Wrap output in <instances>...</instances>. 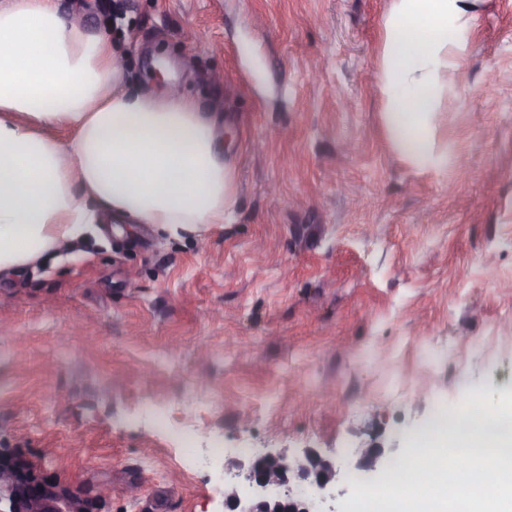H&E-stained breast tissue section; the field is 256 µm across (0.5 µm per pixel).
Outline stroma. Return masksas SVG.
<instances>
[{"mask_svg":"<svg viewBox=\"0 0 512 512\" xmlns=\"http://www.w3.org/2000/svg\"><path fill=\"white\" fill-rule=\"evenodd\" d=\"M58 0L129 87L224 116V224H114L0 276V470L64 512H224V483L141 418L207 401L212 438L389 470L434 417L512 394V0H479L440 102L441 169L394 149L390 0Z\"/></svg>","mask_w":512,"mask_h":512,"instance_id":"35a3bbf8","label":"stroma"}]
</instances>
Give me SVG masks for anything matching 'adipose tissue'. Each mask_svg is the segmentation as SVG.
I'll return each mask as SVG.
<instances>
[{
  "mask_svg": "<svg viewBox=\"0 0 512 512\" xmlns=\"http://www.w3.org/2000/svg\"><path fill=\"white\" fill-rule=\"evenodd\" d=\"M472 18V0H391L379 86L406 159L448 162L434 147L438 106ZM120 56L57 0H0V273L20 274L99 224H159L178 238L232 211L216 116L128 88ZM56 127L69 137L47 136Z\"/></svg>",
  "mask_w": 512,
  "mask_h": 512,
  "instance_id": "1",
  "label": "adipose tissue"
}]
</instances>
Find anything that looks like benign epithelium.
<instances>
[{"instance_id": "benign-epithelium-1", "label": "benign epithelium", "mask_w": 512, "mask_h": 512, "mask_svg": "<svg viewBox=\"0 0 512 512\" xmlns=\"http://www.w3.org/2000/svg\"><path fill=\"white\" fill-rule=\"evenodd\" d=\"M339 470L336 465L312 448L293 456L267 451L256 456L243 481L230 485L224 492V512H316L315 507L332 500L333 485ZM25 484L13 481L8 509L0 512H56L49 503L29 505Z\"/></svg>"}]
</instances>
